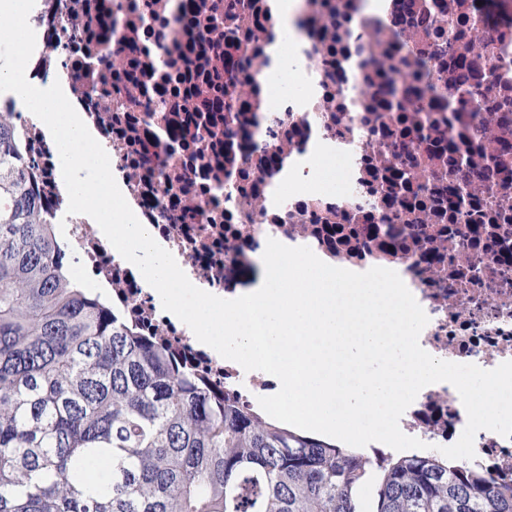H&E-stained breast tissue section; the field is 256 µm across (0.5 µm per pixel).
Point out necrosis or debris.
<instances>
[{"instance_id":"1","label":"necrosis or debris","mask_w":512,"mask_h":512,"mask_svg":"<svg viewBox=\"0 0 512 512\" xmlns=\"http://www.w3.org/2000/svg\"><path fill=\"white\" fill-rule=\"evenodd\" d=\"M189 2L38 0V11L28 18L40 35V50L28 63L32 76L43 83L64 78L66 97L107 152L132 211L141 223L151 225L157 243L174 256L188 279L209 291L231 294L241 277L261 265L267 239L299 244L362 272L373 267L397 271L429 318L419 343L435 358L486 370L512 361V224L295 223L303 204L341 210L358 199L364 208H373L359 173L364 156L381 148L359 126L342 135L333 129L325 108V83H332L337 102L354 108L372 90L343 63L335 80H328L320 62L306 55V43L319 35L323 23L307 9V0L295 3L303 29L282 35L285 52L301 60L284 77L297 92L267 103L269 111L284 116L295 130L288 141V188L266 192L255 207H238L248 223L233 247H225L218 159L212 150L198 151L197 132L186 112H158V98L148 91L155 78L165 75L181 92L214 75L212 67L189 68L178 59L180 48L197 38L198 27L163 20L172 6ZM446 2L450 23L473 21L479 28L478 36L458 44L454 53L463 57L485 94L512 85V0L483 12L474 11V0ZM134 6L156 17L144 51L121 50L112 41L113 25H125ZM131 93L138 95V107L127 106ZM0 109L13 115L18 146L49 205L54 233L73 251L86 286L104 291L130 329L156 336L187 355L202 378L256 411L259 397L276 387L272 376L241 372L201 348L188 326L163 309L98 224L88 215L68 214L57 147L41 120L16 107L7 95H0ZM184 168L195 184L178 200L163 173ZM197 205L205 208L208 223L182 219L184 208ZM466 423L454 387L439 382L418 393L399 426L427 444L450 446ZM474 446L469 468L496 482L512 481V438L482 430Z\"/></svg>"}]
</instances>
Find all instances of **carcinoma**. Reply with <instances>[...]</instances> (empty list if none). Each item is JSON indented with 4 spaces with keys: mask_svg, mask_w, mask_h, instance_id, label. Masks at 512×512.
I'll return each mask as SVG.
<instances>
[{
    "mask_svg": "<svg viewBox=\"0 0 512 512\" xmlns=\"http://www.w3.org/2000/svg\"><path fill=\"white\" fill-rule=\"evenodd\" d=\"M324 31L310 47L328 78L336 58L359 61L376 87L364 107L367 134L389 156L364 158L365 192L379 198L381 224L480 221L479 197L493 190L484 176L462 174L460 138L496 171L512 163V98L469 106L479 85L465 73L447 80L444 3L428 2L416 28L390 44L354 46L337 22L348 0H316ZM209 26L202 53L224 65L223 100L193 111L203 139L223 144L224 201L254 196L248 162L277 178L288 154L261 148L267 129L288 139V123L265 112V72L249 73L277 37L270 0H206ZM406 68V85L389 75ZM224 112L223 123L214 113ZM12 118L0 110V512H362L357 493L377 480L375 512H512V484L486 481L431 452L382 461L247 414L145 336L126 328L112 304L81 285L57 242L47 205L31 185L16 149ZM430 146L432 169L409 151ZM494 224H512V198L502 195Z\"/></svg>",
    "mask_w": 512,
    "mask_h": 512,
    "instance_id": "1",
    "label": "carcinoma"
}]
</instances>
